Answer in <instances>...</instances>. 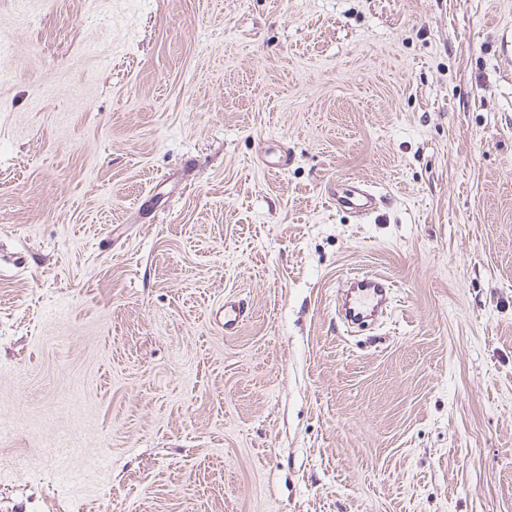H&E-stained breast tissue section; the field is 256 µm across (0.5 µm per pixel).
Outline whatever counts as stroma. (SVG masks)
Instances as JSON below:
<instances>
[{"mask_svg": "<svg viewBox=\"0 0 512 512\" xmlns=\"http://www.w3.org/2000/svg\"><path fill=\"white\" fill-rule=\"evenodd\" d=\"M0 512H512V0H0ZM336 205L359 215H367L375 212L378 201L375 194L362 185L336 190ZM344 318L357 324L375 315L388 302L393 283L384 274L355 273L347 277ZM245 317L243 307L235 299H224V305L212 313L213 323L224 328V333L227 335L235 334Z\"/></svg>", "mask_w": 512, "mask_h": 512, "instance_id": "35a3bbf8", "label": "stroma"}]
</instances>
